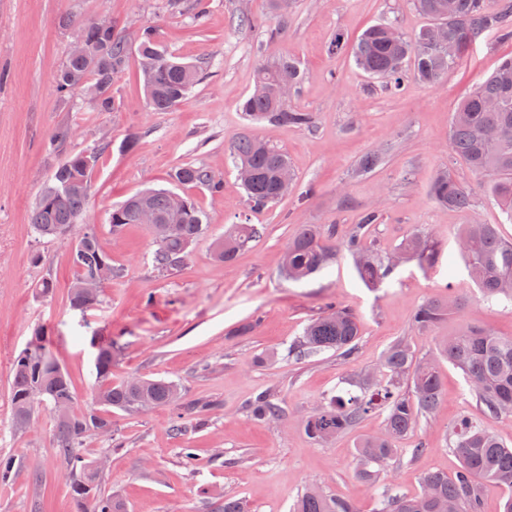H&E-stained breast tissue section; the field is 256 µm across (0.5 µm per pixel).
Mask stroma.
<instances>
[{"instance_id": "obj_1", "label": "stroma", "mask_w": 512, "mask_h": 512, "mask_svg": "<svg viewBox=\"0 0 512 512\" xmlns=\"http://www.w3.org/2000/svg\"><path fill=\"white\" fill-rule=\"evenodd\" d=\"M65 14L110 19L130 40L140 27H155L164 49L200 66L202 78L173 110L154 112L133 56L112 83L119 111H94L80 91L62 102L53 76L72 41L58 26ZM244 16L276 23L266 15V0H0V456L16 465L11 480L0 484V512H77L50 413L41 412L25 430L12 422V362L39 328L71 378L75 410H84L97 388L91 340L98 333L117 343L113 380H171L185 403L203 408L201 425L180 434L173 430L175 408L144 415L116 410L118 448L100 437L88 440L87 457L108 458L102 491L121 498L128 512H218L228 496L244 500L249 512H291L312 486L351 500L358 512H379L387 488L414 494L424 474H452L460 465L447 444L449 426L459 415L477 418L481 411L461 370L448 363L435 417L421 419L404 442L408 448L423 443L424 451L402 455L378 483L358 476L355 452L362 437L382 432L383 413L326 446L307 437L304 421L348 381L377 371L397 341L423 358L435 337L467 325L512 336V306L482 299L458 246L466 224L497 225L512 241V221L448 146L453 112L512 56V40L489 34L436 85L410 80L393 92L359 70L348 52L329 53L328 45L336 32L352 42L384 19L413 34L427 20L412 0H293L275 40L263 28L241 24ZM284 53L297 59L302 75L292 103L313 114L312 126L252 123L239 109L254 88L258 64ZM62 124L74 130L71 149L96 148L100 156L82 223L42 239L29 215L61 161L44 143ZM244 131L280 147L294 173L287 197L260 210L249 207L232 160V140ZM131 138L136 145L129 150ZM370 152L381 154L382 163L359 171L360 158ZM187 163L207 168L223 183V194L178 186L172 176ZM441 171L471 188L473 208L432 200L431 183ZM146 188L189 195L205 215L207 228L178 271L156 269V245L143 228L133 224L116 236L108 223L112 206ZM371 206L382 211L366 232L372 248L388 254L425 232L438 243L435 263H401L376 290L359 279L346 253L313 278L280 277L283 253L302 225L334 230L341 241ZM243 219L259 236L231 263L217 261L215 239ZM87 225L95 226L116 274L101 303L82 313L68 300L69 254ZM46 278L55 289L41 298L33 286ZM448 289L460 307L433 330L415 329V309ZM332 305L360 321L353 354L295 352L306 324ZM264 391L281 403L282 419L260 424L247 413L246 402ZM185 448L196 451L195 469L182 463Z\"/></svg>"}]
</instances>
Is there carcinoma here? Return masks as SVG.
Listing matches in <instances>:
<instances>
[{
    "instance_id": "obj_1",
    "label": "carcinoma",
    "mask_w": 512,
    "mask_h": 512,
    "mask_svg": "<svg viewBox=\"0 0 512 512\" xmlns=\"http://www.w3.org/2000/svg\"><path fill=\"white\" fill-rule=\"evenodd\" d=\"M416 9L428 23L418 32L406 35L391 21L377 23L364 31L352 49L358 68L371 77L383 76L386 86L398 89L412 77L423 86L437 84L468 53L473 44L488 32L512 38V0H498L495 10L484 0H414ZM60 28L81 34L88 52L69 55L54 75L59 98L68 102L80 90L97 112H113L120 107L112 95L114 77L128 62L132 47L114 30L100 29L93 18H59ZM443 28L457 45L455 56L448 48L432 41V30ZM145 101L154 112H169L201 79L200 71L177 60L160 45L151 27L136 35ZM290 70L300 78L299 63L285 54L260 64L253 92L241 104L245 116L254 122L308 127L313 115L294 107L277 94L278 70ZM72 128L62 124L45 144L49 153L66 152L49 182L39 194L30 213V224L43 238L65 233L82 219L89 192L90 168L85 150L66 151ZM449 146L477 177H488L486 193L512 220V57L502 60L494 71L463 100L453 113ZM237 170H247L248 180L240 181L249 205L266 208L284 197L279 183L280 168L288 164L278 146L241 133L232 141ZM173 178L187 187H205L212 193L224 191L223 183L209 171L192 164L178 168ZM432 198L442 206L466 209L473 206L471 189L448 173L432 182ZM150 208L160 219L146 229L157 243L153 262L162 272L177 269L203 231L204 213L189 197L164 189H150L112 207L109 223L119 235L131 224H142V207ZM381 211L370 208L361 224L346 241L337 245L313 225H305L288 244L281 266L282 274L300 281L320 272L338 253L347 251L355 259L361 280L379 287L400 260H415L419 265L434 262L437 242L427 234H415L393 255L375 253L366 243L364 229L380 221ZM253 224H232L216 242L214 257L228 263L256 237ZM459 246L471 277L484 300L512 304V242L504 241L494 224H468L460 233ZM70 262L75 277L69 286L70 306L87 310L99 305L104 288L116 274L112 256L101 244L91 225L75 242ZM88 280L100 282L95 295L86 293ZM451 294L427 300L415 311L413 324L425 331L457 309ZM359 338L357 316L343 307H333L311 320L298 347L307 354L335 350L344 356L353 353ZM100 350L99 386L93 401L82 412L73 408L72 382L51 350L49 336L37 330L31 344L12 363L11 412L14 426L28 428L45 407L55 421V444L73 473L71 492L79 512H127L121 499L99 488L101 470L94 460L80 453L82 442L90 436L112 437V410L129 415L159 407L177 405L191 414L196 406L183 403L179 385L165 379L130 377L112 382L114 341L109 335L94 337ZM448 362L462 371L487 419L512 418V336H498L486 329L464 327L457 335L440 339L432 354L418 360L410 347L400 341L386 352L381 364L386 376L361 393L346 391L307 417L304 431L316 445H323L352 429L367 415L385 413V431L361 439L357 444L358 475L375 481L405 449L401 439L413 432L421 418L437 412L442 395L440 370ZM408 381L409 390H401ZM249 415L266 422L284 414L279 402L267 392L256 394L247 404ZM450 447L460 459L454 477L442 472L424 476L418 494H385L381 512H482L478 480L493 481L512 491V447H508L484 422L469 415L459 416L450 429ZM292 512H358L347 499L305 491Z\"/></svg>"
}]
</instances>
